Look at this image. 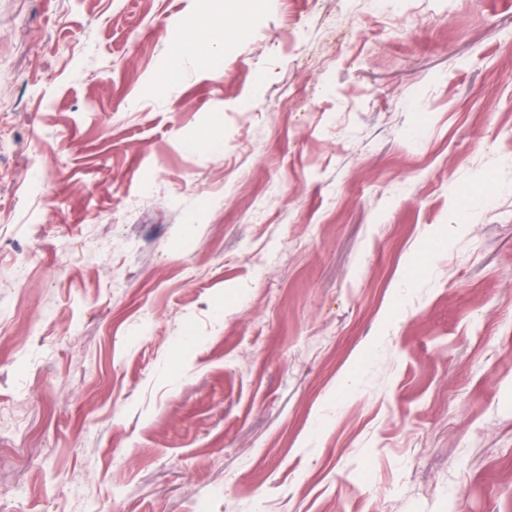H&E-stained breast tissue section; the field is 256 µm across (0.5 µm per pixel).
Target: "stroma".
Wrapping results in <instances>:
<instances>
[{"instance_id": "35a3bbf8", "label": "stroma", "mask_w": 512, "mask_h": 512, "mask_svg": "<svg viewBox=\"0 0 512 512\" xmlns=\"http://www.w3.org/2000/svg\"><path fill=\"white\" fill-rule=\"evenodd\" d=\"M0 318V512H512V0H0Z\"/></svg>"}]
</instances>
